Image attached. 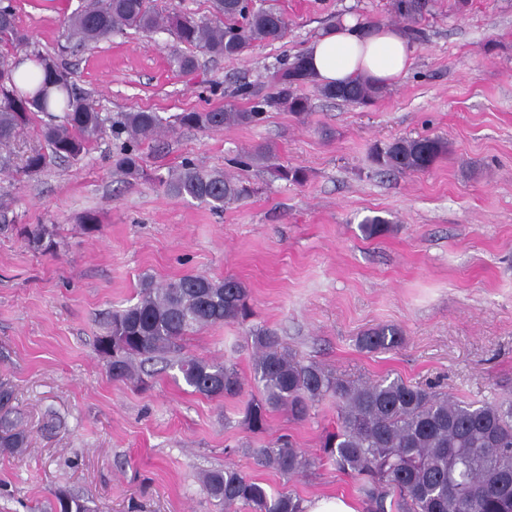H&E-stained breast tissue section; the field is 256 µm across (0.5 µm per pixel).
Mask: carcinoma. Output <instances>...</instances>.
Segmentation results:
<instances>
[{"instance_id":"1","label":"carcinoma","mask_w":512,"mask_h":512,"mask_svg":"<svg viewBox=\"0 0 512 512\" xmlns=\"http://www.w3.org/2000/svg\"><path fill=\"white\" fill-rule=\"evenodd\" d=\"M212 18L174 13L165 18L148 0H89L87 6L64 21V42L58 54L44 53L30 42L16 22L12 0H0V43L25 49L34 68L18 73L20 62L0 54V150L9 146L31 116L50 119L42 129L47 151L26 156L23 173L35 176L49 158H77L93 142L110 134L121 141L115 167L125 176L140 175L139 145L165 127L156 112L137 110L112 114L78 92L71 72L58 57L74 45L89 46L126 30L151 34L172 32L179 42L224 58L241 56L255 42L282 40L288 22L272 0H210ZM431 0H392L395 18L414 24L429 11ZM313 81L305 56L283 63L277 71L276 92L248 109L214 108L183 112L176 122L200 130H228L262 120L264 109L284 100L300 114L308 100L298 93ZM35 82L33 90L23 84ZM330 100L368 105L381 97L382 86L369 78L317 87ZM447 143L439 138H398L375 145L376 161L392 170L425 172ZM267 144L245 155L243 164L269 160ZM164 184L171 194L188 196L218 211L249 195V189L219 172L186 162ZM364 233L377 237L389 230V221L367 217ZM249 290L236 278L215 280L186 275L164 285L147 278L138 301L112 314L107 335L98 349L112 351L109 372L114 380L135 376V360L151 361L177 351L180 341L197 329L223 322H244L251 315ZM253 379L260 397L243 407L241 425L254 434L266 432L274 411H285L303 421L310 410L327 398L336 400V429L325 432L321 460L351 476L366 512H512V402L471 403L414 386L400 378L350 382L317 364H303L268 331L255 333ZM403 342L395 326H382L364 334L360 343L368 351L392 349ZM178 368L192 392L208 398H235L244 383L233 365L191 356L178 358ZM28 446L11 382L0 380V454L19 455ZM263 467L288 478L309 470L315 460L278 438L255 450ZM207 496L221 512H303L304 498L288 488L270 491L262 483L226 467L207 471L202 478ZM51 512H87L77 497L58 494Z\"/></svg>"}]
</instances>
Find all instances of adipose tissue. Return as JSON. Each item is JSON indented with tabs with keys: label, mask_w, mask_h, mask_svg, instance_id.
Listing matches in <instances>:
<instances>
[{
	"label": "adipose tissue",
	"mask_w": 512,
	"mask_h": 512,
	"mask_svg": "<svg viewBox=\"0 0 512 512\" xmlns=\"http://www.w3.org/2000/svg\"><path fill=\"white\" fill-rule=\"evenodd\" d=\"M309 68L320 84H343L368 77L390 85L403 77L412 62L405 34L396 28L365 27L347 16L321 32L307 49Z\"/></svg>",
	"instance_id": "obj_1"
}]
</instances>
